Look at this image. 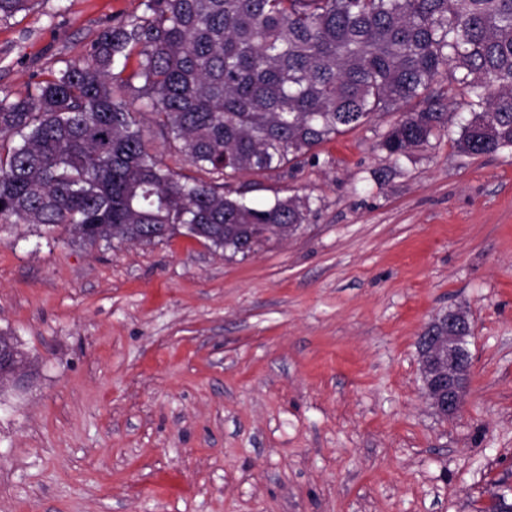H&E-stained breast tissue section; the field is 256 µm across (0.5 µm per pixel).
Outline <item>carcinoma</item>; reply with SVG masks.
Returning <instances> with one entry per match:
<instances>
[{"instance_id":"1","label":"carcinoma","mask_w":512,"mask_h":512,"mask_svg":"<svg viewBox=\"0 0 512 512\" xmlns=\"http://www.w3.org/2000/svg\"><path fill=\"white\" fill-rule=\"evenodd\" d=\"M143 2L83 58L0 96L1 224L59 226L89 246L182 227L245 258L313 209L307 196L250 201L227 178L298 168L377 112L400 113L380 147L405 157L448 131L441 81L472 96L460 153L512 150V0ZM33 3L0 0V20ZM144 112L209 180L160 166Z\"/></svg>"}]
</instances>
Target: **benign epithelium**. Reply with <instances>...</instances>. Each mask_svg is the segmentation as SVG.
Returning a JSON list of instances; mask_svg holds the SVG:
<instances>
[{
    "label": "benign epithelium",
    "instance_id": "7a95c632",
    "mask_svg": "<svg viewBox=\"0 0 512 512\" xmlns=\"http://www.w3.org/2000/svg\"><path fill=\"white\" fill-rule=\"evenodd\" d=\"M472 326L460 310L448 311V326L440 336H421L424 395L434 410L446 417L456 416L462 406V392L470 382ZM33 373L18 345L0 348V402L8 393L28 389Z\"/></svg>",
    "mask_w": 512,
    "mask_h": 512
}]
</instances>
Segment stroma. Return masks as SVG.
Masks as SVG:
<instances>
[{
	"instance_id": "stroma-1",
	"label": "stroma",
	"mask_w": 512,
	"mask_h": 512,
	"mask_svg": "<svg viewBox=\"0 0 512 512\" xmlns=\"http://www.w3.org/2000/svg\"><path fill=\"white\" fill-rule=\"evenodd\" d=\"M143 0H36L0 21L21 95ZM447 134L392 160L380 112L300 169L243 170L310 223L249 257L174 234L93 247L0 226V330L35 367L0 404V512H482L512 500V151ZM467 312L460 413L422 389L418 337Z\"/></svg>"
}]
</instances>
